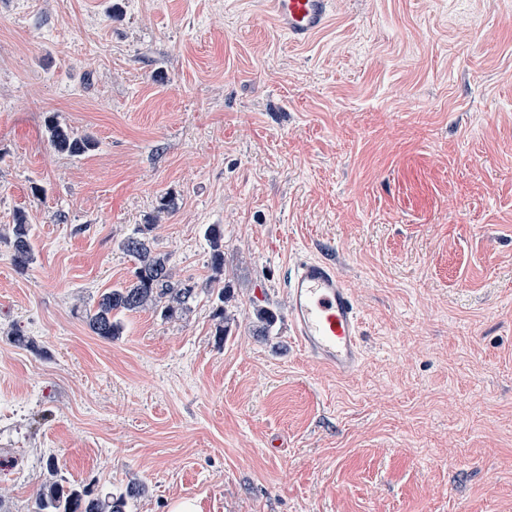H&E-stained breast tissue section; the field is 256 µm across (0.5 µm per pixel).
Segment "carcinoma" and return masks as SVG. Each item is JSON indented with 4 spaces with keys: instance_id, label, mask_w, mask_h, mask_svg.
<instances>
[{
    "instance_id": "1",
    "label": "carcinoma",
    "mask_w": 512,
    "mask_h": 512,
    "mask_svg": "<svg viewBox=\"0 0 512 512\" xmlns=\"http://www.w3.org/2000/svg\"><path fill=\"white\" fill-rule=\"evenodd\" d=\"M49 146L57 151L79 155L92 150L95 142L88 136L78 137L68 126L60 123L52 115L47 120ZM205 235L213 245L212 264L215 270L224 268V229L219 224H210ZM12 257L19 269L27 268L34 260L31 228L27 224L15 226L11 240ZM122 247L137 261L133 278L103 293L95 309L86 312L85 321L89 330L96 336L112 340L120 335L121 323L118 314L146 308L161 309L166 318L185 312L198 295L196 284L175 281L170 269V257L155 251L152 240L144 231L127 238ZM218 303L214 314L217 322L216 332L219 340H224L228 332L229 317L224 304L227 301V289H207ZM259 332L267 336L275 322L276 314L265 307L254 308ZM46 477L32 504L31 512H128L131 500L146 492V486L140 482L127 485L125 491L105 495L87 488H77L64 484L59 476L55 459L46 463Z\"/></svg>"
}]
</instances>
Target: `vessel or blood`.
Listing matches in <instances>:
<instances>
[{
	"label": "vessel or blood",
	"mask_w": 512,
	"mask_h": 512,
	"mask_svg": "<svg viewBox=\"0 0 512 512\" xmlns=\"http://www.w3.org/2000/svg\"><path fill=\"white\" fill-rule=\"evenodd\" d=\"M276 28L290 44L302 45L321 32L334 0H268ZM293 335L316 364L345 377L363 364L362 322L355 295L333 263L308 254L295 257L285 279Z\"/></svg>",
	"instance_id": "obj_1"
}]
</instances>
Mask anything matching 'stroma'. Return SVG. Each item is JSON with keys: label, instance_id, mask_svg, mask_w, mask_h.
<instances>
[{"label": "stroma", "instance_id": "35a3bbf8", "mask_svg": "<svg viewBox=\"0 0 512 512\" xmlns=\"http://www.w3.org/2000/svg\"><path fill=\"white\" fill-rule=\"evenodd\" d=\"M51 115L95 149H51ZM144 227L201 292L95 336L83 316L131 279L122 243ZM299 253L354 290L356 377L291 334ZM215 281L235 317L221 341ZM51 456L97 493L143 482L129 512H512V0H336L301 46L263 0H0L11 512ZM12 257L18 269L27 268L34 260L32 235L29 224H16L11 240Z\"/></svg>", "mask_w": 512, "mask_h": 512}]
</instances>
